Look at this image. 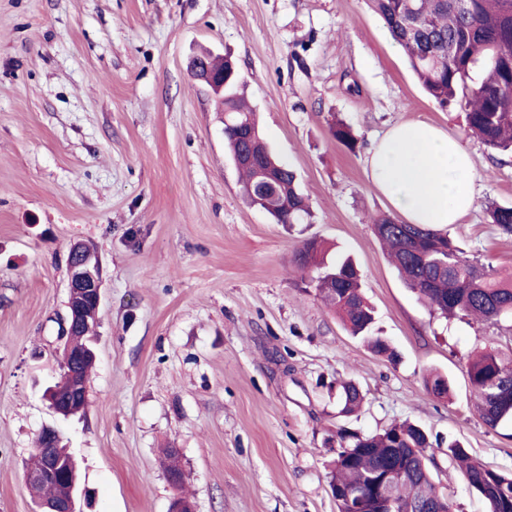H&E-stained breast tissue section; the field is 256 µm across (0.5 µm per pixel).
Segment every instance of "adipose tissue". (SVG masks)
Masks as SVG:
<instances>
[{"mask_svg":"<svg viewBox=\"0 0 512 512\" xmlns=\"http://www.w3.org/2000/svg\"><path fill=\"white\" fill-rule=\"evenodd\" d=\"M372 188L410 224L459 223L475 204V171L463 143L427 123L390 127L369 149Z\"/></svg>","mask_w":512,"mask_h":512,"instance_id":"1","label":"adipose tissue"}]
</instances>
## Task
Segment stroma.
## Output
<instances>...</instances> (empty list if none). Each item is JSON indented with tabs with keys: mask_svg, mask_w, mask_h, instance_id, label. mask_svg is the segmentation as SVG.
<instances>
[{
	"mask_svg": "<svg viewBox=\"0 0 512 512\" xmlns=\"http://www.w3.org/2000/svg\"><path fill=\"white\" fill-rule=\"evenodd\" d=\"M204 48L236 61L309 200L305 223L244 201L216 101L190 72ZM337 120L356 150L333 137ZM419 121L461 137L476 172L475 208L449 237L512 271V233L487 210L512 205V153L428 97L367 0H0V512H37L26 464L47 427L92 494L84 512H170L166 448L180 451L196 512H336L337 429L405 419L438 437L431 470L453 512H485L446 446L512 471V423H482L466 376L488 340L512 355V318L431 314L371 230L393 209L370 186L367 151ZM309 238L355 259L396 361L294 272ZM78 242L100 257L103 298L88 406L65 419L46 391ZM431 372L450 379V399L426 392ZM340 378L366 394L358 415L337 413L326 385Z\"/></svg>",
	"mask_w": 512,
	"mask_h": 512,
	"instance_id": "35a3bbf8",
	"label": "stroma"
}]
</instances>
